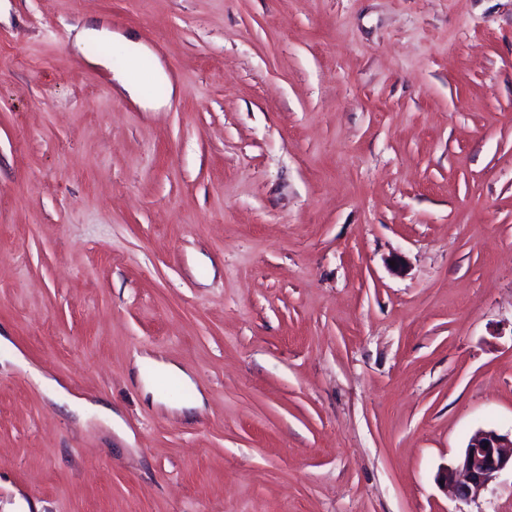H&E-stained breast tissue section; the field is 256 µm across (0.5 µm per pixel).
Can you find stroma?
Wrapping results in <instances>:
<instances>
[{"label": "stroma", "instance_id": "obj_1", "mask_svg": "<svg viewBox=\"0 0 512 512\" xmlns=\"http://www.w3.org/2000/svg\"><path fill=\"white\" fill-rule=\"evenodd\" d=\"M0 335V512H512V0H0ZM88 43L116 44L119 47H139L135 41L124 36L113 34L104 27H87L77 35V45L82 48ZM509 469L512 474V432L480 429L470 437L457 462L443 470L441 480L459 501L476 503Z\"/></svg>", "mask_w": 512, "mask_h": 512}]
</instances>
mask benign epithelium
I'll use <instances>...</instances> for the list:
<instances>
[{
    "label": "benign epithelium",
    "instance_id": "benign-epithelium-1",
    "mask_svg": "<svg viewBox=\"0 0 512 512\" xmlns=\"http://www.w3.org/2000/svg\"><path fill=\"white\" fill-rule=\"evenodd\" d=\"M512 470V433L480 429L469 439L457 462L441 479L456 499L476 503L507 470Z\"/></svg>",
    "mask_w": 512,
    "mask_h": 512
}]
</instances>
